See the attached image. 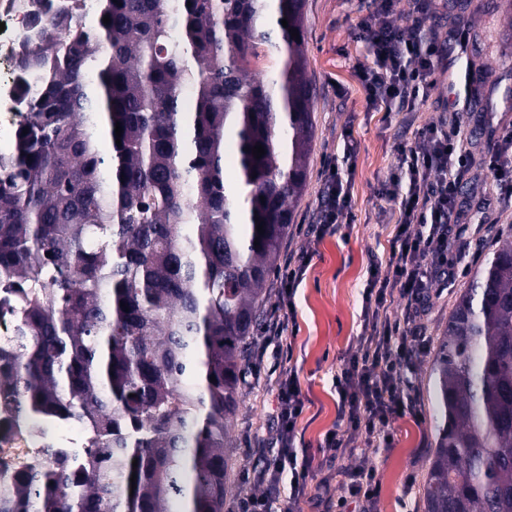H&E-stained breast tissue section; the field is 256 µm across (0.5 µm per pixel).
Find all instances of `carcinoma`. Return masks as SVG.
Listing matches in <instances>:
<instances>
[{
  "label": "carcinoma",
  "mask_w": 512,
  "mask_h": 512,
  "mask_svg": "<svg viewBox=\"0 0 512 512\" xmlns=\"http://www.w3.org/2000/svg\"><path fill=\"white\" fill-rule=\"evenodd\" d=\"M305 8L96 0L88 27L34 3L18 60L37 86L18 84L0 153V414L85 436L76 460L46 443L1 469L0 512H224L244 344L308 177ZM267 45L281 60L264 79ZM431 380L425 512H512V234L460 295Z\"/></svg>",
  "instance_id": "carcinoma-1"
}]
</instances>
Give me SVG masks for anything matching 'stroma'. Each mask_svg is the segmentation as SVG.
Here are the masks:
<instances>
[{"label":"stroma","instance_id":"stroma-1","mask_svg":"<svg viewBox=\"0 0 512 512\" xmlns=\"http://www.w3.org/2000/svg\"><path fill=\"white\" fill-rule=\"evenodd\" d=\"M423 2L426 27L444 46L427 98L409 111L390 115L366 108L353 73L372 64L355 36L356 0H307L305 56L315 89V136L306 188L295 205L294 222L284 240L283 254L311 257L294 294V308L281 344L248 351L242 397L231 422L235 450L224 512H238L242 496L263 490L255 475L273 453L275 404L270 392L274 367L293 369L305 398L297 423L296 451L308 468L306 494L290 499L282 485L272 512H322L324 502L342 491L336 472L363 458L377 467L380 494L376 512H424L423 483L436 443L438 420L429 373L438 340L456 301L474 271L491 250L499 230L512 228V200L498 197L484 159L503 131L512 129V111H501L494 81L512 64V0H398L396 22L407 26L416 2ZM469 68L481 84L483 104L457 114L453 79ZM439 121L460 124L462 134L478 130L470 145V168L459 196L458 228L463 245V272L455 280L433 284L423 312L411 323L428 343L406 371L418 413H408L392 426L388 448L365 447L356 439L353 455L339 459L323 446L326 434L339 428L336 376L347 353L356 351L364 329V289L372 264H387L389 241L396 229L395 203L379 189L398 163L400 149L415 146V133ZM352 132L355 154H348L345 132ZM338 166L350 183L351 213L335 235L318 240L307 232L318 204L319 176L325 163Z\"/></svg>","mask_w":512,"mask_h":512}]
</instances>
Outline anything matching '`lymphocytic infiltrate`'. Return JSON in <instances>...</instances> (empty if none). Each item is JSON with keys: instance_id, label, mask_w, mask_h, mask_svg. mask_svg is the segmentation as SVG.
Segmentation results:
<instances>
[{"instance_id": "f902f5d3", "label": "lymphocytic infiltrate", "mask_w": 512, "mask_h": 512, "mask_svg": "<svg viewBox=\"0 0 512 512\" xmlns=\"http://www.w3.org/2000/svg\"><path fill=\"white\" fill-rule=\"evenodd\" d=\"M396 0H360L357 37L368 44L374 61L359 66L356 77L369 108L391 112L394 104H409L427 97L442 56L435 37L424 33L425 19L413 17L408 27L394 21ZM420 147L401 151L387 177L382 195L398 202L399 222L391 241L386 268H373L365 290V327L359 351L345 361L337 378L340 415L347 429L330 432L326 448L337 457L351 454V438L361 435L366 444L391 447L393 423L411 404L402 389L403 371L426 344L407 321H393L387 311L395 296L406 300V314L421 309L434 280H454L457 266L450 259L460 233L458 185L468 171L467 151L459 131L430 124L418 131ZM498 195L512 199V130L503 132L487 156ZM406 193H399L401 181ZM351 195L338 167L326 168L319 191L318 218L311 231L316 237L334 234L351 210ZM277 452L257 475L265 490L241 499L239 512H271L282 480H289L293 497L303 496L306 469L297 462L296 425L305 403L293 370H280L275 381ZM343 488L350 498L373 506L378 498L376 466L363 460L343 469Z\"/></svg>"}]
</instances>
